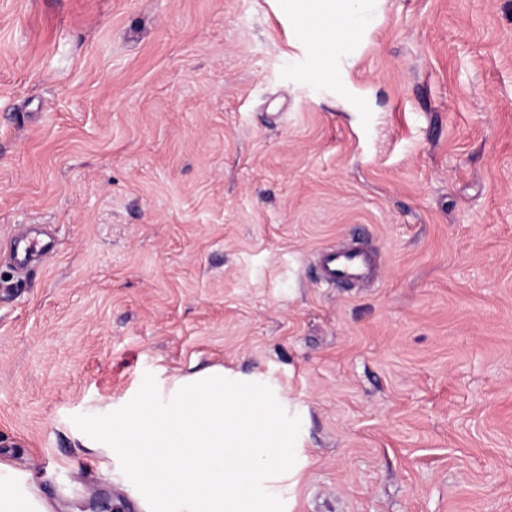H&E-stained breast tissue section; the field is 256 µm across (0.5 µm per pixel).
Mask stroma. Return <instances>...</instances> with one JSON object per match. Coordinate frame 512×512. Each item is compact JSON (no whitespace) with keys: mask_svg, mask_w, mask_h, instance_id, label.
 Listing matches in <instances>:
<instances>
[{"mask_svg":"<svg viewBox=\"0 0 512 512\" xmlns=\"http://www.w3.org/2000/svg\"><path fill=\"white\" fill-rule=\"evenodd\" d=\"M330 67L271 0H0V462L54 512H142L71 418L208 367L300 417L286 512H512V0ZM319 267L327 282L363 283L373 277L376 260L364 247L325 250L320 253Z\"/></svg>","mask_w":512,"mask_h":512,"instance_id":"obj_1","label":"stroma"}]
</instances>
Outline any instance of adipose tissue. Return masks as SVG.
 <instances>
[{"label":"adipose tissue","instance_id":"adipose-tissue-1","mask_svg":"<svg viewBox=\"0 0 512 512\" xmlns=\"http://www.w3.org/2000/svg\"><path fill=\"white\" fill-rule=\"evenodd\" d=\"M283 6L312 37L321 67L337 48L352 44L371 20V0H283ZM33 479L0 463V512H47L32 491Z\"/></svg>","mask_w":512,"mask_h":512}]
</instances>
